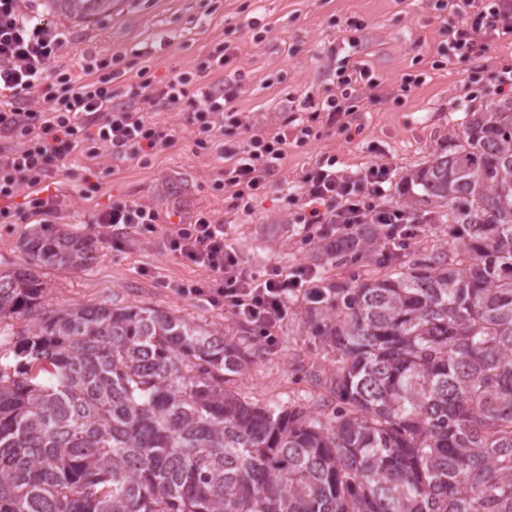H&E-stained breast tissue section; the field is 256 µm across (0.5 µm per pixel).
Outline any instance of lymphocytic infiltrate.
I'll use <instances>...</instances> for the list:
<instances>
[{"mask_svg":"<svg viewBox=\"0 0 512 512\" xmlns=\"http://www.w3.org/2000/svg\"><path fill=\"white\" fill-rule=\"evenodd\" d=\"M37 0H0V130L18 139L21 147L0 153V199H13L21 186L49 183L70 157L93 159L109 151L131 160H143L171 147L176 136L158 125L157 109L174 111L190 103L192 120L200 133L223 137L225 130L243 125L234 101L240 78L221 83L203 81V70L226 66L234 56L231 45L217 44L201 70L175 72L162 86L144 81L140 102L117 101L110 84L118 71L107 60L78 53L73 69L56 62L71 38L37 9ZM470 20L444 17L443 23L455 49L481 57L492 46L482 31L512 35V0H468ZM87 73L79 81L77 72ZM337 91L322 100L305 98L303 111L324 118L327 126L350 131L356 121L363 88L381 83L366 65L339 70ZM294 135L276 133L264 138L252 135L225 145L230 162L224 167V184L235 191L243 211L266 189L289 142L308 143L312 126L297 124ZM395 178L387 164H372L358 171L340 170L334 159L316 162L303 176L299 199L300 224H334L349 228L357 224H405L404 210L389 207L385 198ZM96 223L113 227H137L155 232L158 214L136 202H116L97 214ZM168 249L187 262L209 270L212 277L201 284L181 285V292L207 296L210 303L229 307L241 319L253 322L264 336L288 313V297L301 280L275 269L259 277L243 263L227 242V232L206 212L166 237Z\"/></svg>","mask_w":512,"mask_h":512,"instance_id":"obj_1","label":"lymphocytic infiltrate"}]
</instances>
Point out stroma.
<instances>
[{"mask_svg":"<svg viewBox=\"0 0 512 512\" xmlns=\"http://www.w3.org/2000/svg\"><path fill=\"white\" fill-rule=\"evenodd\" d=\"M443 1L456 18L468 17L466 0H117L111 12L87 19L52 14V21L70 32L76 50L121 57L122 75L112 89L124 100L131 99L143 77L162 85L174 71L199 67L216 43L232 44L233 59L208 78L220 82L242 74L234 105L243 125L225 131L223 142L201 149L186 113L157 112L154 121L173 129L177 139L147 162L108 152L93 160L73 155L51 188L52 222L57 229L93 237L98 250L81 270L40 268L45 310L138 305L241 338L243 322L231 311L178 290L211 277L164 246L165 233L200 211L227 224L232 246L255 274L280 269L303 277L311 272L323 282L388 275L376 257L352 265L328 261L316 246L323 225L295 223L301 203L288 189L327 156L335 157L341 169L386 163L397 176L410 174L460 128L467 112L490 101L493 88L512 71V36L490 31L485 35L490 54L455 55L440 18ZM258 13L269 31L256 42L243 23ZM347 62L366 64L382 80L363 96L360 132L349 135L314 122L316 139L289 144L252 212L235 209L232 192L224 186V141L282 131L295 117L293 103L321 95ZM406 75L419 77V85L408 96L394 97L392 88ZM92 173L99 183L95 191L85 182ZM127 200L158 211V232L142 235L94 224L97 213ZM36 226L33 218L0 222V269L23 264L20 242ZM416 231L400 251L401 261L440 254L451 244L447 225L421 223ZM305 306L303 291H295L286 318L273 332L274 344L236 378L233 389L240 398L259 406L293 402L313 408L326 397L336 354L305 333ZM311 367L320 370L321 384L307 379Z\"/></svg>","mask_w":512,"mask_h":512,"instance_id":"1","label":"stroma"}]
</instances>
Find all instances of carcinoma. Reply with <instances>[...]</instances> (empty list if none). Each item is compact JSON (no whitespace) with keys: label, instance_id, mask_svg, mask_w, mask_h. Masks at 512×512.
Here are the masks:
<instances>
[{"label":"carcinoma","instance_id":"1","mask_svg":"<svg viewBox=\"0 0 512 512\" xmlns=\"http://www.w3.org/2000/svg\"><path fill=\"white\" fill-rule=\"evenodd\" d=\"M74 18L113 0H49ZM452 253L319 283L304 328L336 350L328 413L231 388L265 352L164 311L42 310L37 269H83L90 236L34 231L0 270V512H512V98L403 178ZM329 261L394 231L336 229ZM26 317L15 331L9 320Z\"/></svg>","mask_w":512,"mask_h":512}]
</instances>
